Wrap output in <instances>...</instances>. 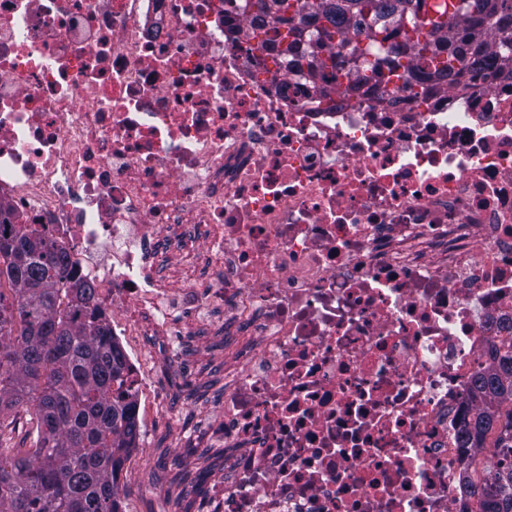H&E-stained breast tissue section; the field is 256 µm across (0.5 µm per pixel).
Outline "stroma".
I'll list each match as a JSON object with an SVG mask.
<instances>
[{"mask_svg": "<svg viewBox=\"0 0 512 512\" xmlns=\"http://www.w3.org/2000/svg\"><path fill=\"white\" fill-rule=\"evenodd\" d=\"M214 328L180 341L168 355L158 337L144 331L141 346L157 356L151 385L159 410L140 409V436L120 474L124 512H206L224 451L208 434L224 409V316L213 311Z\"/></svg>", "mask_w": 512, "mask_h": 512, "instance_id": "35a3bbf8", "label": "stroma"}]
</instances>
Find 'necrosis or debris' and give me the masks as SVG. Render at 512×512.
Instances as JSON below:
<instances>
[{"mask_svg": "<svg viewBox=\"0 0 512 512\" xmlns=\"http://www.w3.org/2000/svg\"><path fill=\"white\" fill-rule=\"evenodd\" d=\"M235 0H0V222L91 282L138 394L224 313L213 512H468L459 432L512 335V78L322 111ZM202 248L155 271L159 236ZM208 266L210 277L196 273Z\"/></svg>", "mask_w": 512, "mask_h": 512, "instance_id": "obj_1", "label": "necrosis or debris"}]
</instances>
